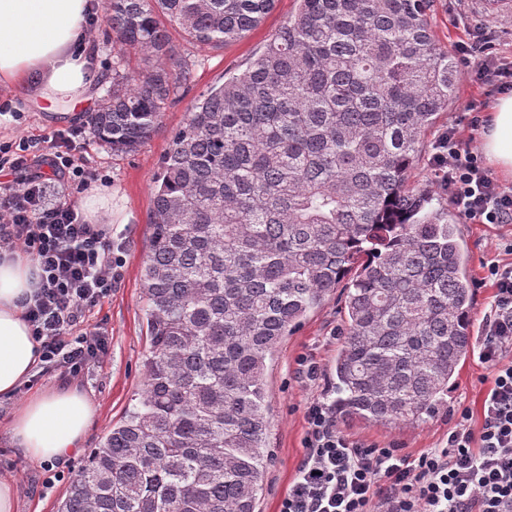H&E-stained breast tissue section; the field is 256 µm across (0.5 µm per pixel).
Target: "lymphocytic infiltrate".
<instances>
[{"label":"lymphocytic infiltrate","mask_w":512,"mask_h":512,"mask_svg":"<svg viewBox=\"0 0 512 512\" xmlns=\"http://www.w3.org/2000/svg\"><path fill=\"white\" fill-rule=\"evenodd\" d=\"M486 40L483 27L469 26L458 51L471 75L512 93V58L485 55ZM435 149L440 186L467 219L512 222V189L492 177L469 140L451 127ZM25 169L27 181L0 182V255L24 254L37 264L39 286L25 318L42 363L76 377L108 353L106 333L91 317L121 282L123 246L110 225L89 223L73 202L47 196L44 170L82 186L100 177L74 133L0 144V172ZM487 279L493 294L478 359L491 385L480 427H473L470 408H458L446 442L412 457L352 440L332 404L312 400L305 453L279 512H512V262L491 259Z\"/></svg>","instance_id":"lymphocytic-infiltrate-1"}]
</instances>
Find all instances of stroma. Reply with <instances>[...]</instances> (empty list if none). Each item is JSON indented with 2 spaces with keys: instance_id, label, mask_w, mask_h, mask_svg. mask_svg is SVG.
<instances>
[{
  "instance_id": "obj_1",
  "label": "stroma",
  "mask_w": 512,
  "mask_h": 512,
  "mask_svg": "<svg viewBox=\"0 0 512 512\" xmlns=\"http://www.w3.org/2000/svg\"><path fill=\"white\" fill-rule=\"evenodd\" d=\"M298 7L297 0H275L273 9L258 27L244 38L216 47H198L172 32L178 53L191 63L190 78L168 102L149 140L132 153L114 152L96 142H86L87 159L104 171L112 188V236L123 239L124 266L121 283L111 296L94 310L92 319L107 332L109 352L102 363L89 369L75 384L97 409V420L86 441L87 448L97 446L113 422L119 421L138 400L144 383L143 361L148 353L146 321L142 309L141 270L149 249L152 219V179L160 158L168 150L173 132L186 120L191 102L225 76L246 68L269 38L277 32ZM486 28L489 55H512V0H435L433 34L449 51H456L466 40V23ZM496 93L492 83L475 82L462 76L456 97L447 112L441 113L434 128L424 138L421 158L411 173L412 183L430 186L434 203L448 206L446 192L438 183L433 163L434 142L440 131L456 127L468 131L474 110L488 112ZM19 112L22 122L0 124V142L22 137L40 139L62 129L78 128L79 123L61 115L45 112L33 90L0 87V113ZM460 230L471 255L470 274L474 291L471 323L479 325L492 294L485 283V261L493 258L502 242L512 239L511 224H480L460 219ZM342 328L339 295H332L293 335L281 342L267 371V407L271 417L267 445L273 461L264 476V491L258 512H278L279 504L291 485L304 453L307 403L329 395L337 341ZM317 361L322 378L314 383L296 371L300 357ZM489 372L476 359H468L448 395V405L434 417L417 426H389L360 419H344L340 428L351 438L369 443L395 444L403 452L418 456L440 446L448 437L449 414L457 404L479 411L490 382ZM59 372L46 371L36 376L28 391L16 392L12 399L0 402V477H10L17 484V512H57L68 485L83 460L75 455L47 466L28 458L9 443L7 430L16 404L31 392L61 384Z\"/></svg>"
}]
</instances>
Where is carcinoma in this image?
<instances>
[{"mask_svg":"<svg viewBox=\"0 0 512 512\" xmlns=\"http://www.w3.org/2000/svg\"><path fill=\"white\" fill-rule=\"evenodd\" d=\"M250 65L196 99L158 163L141 276L144 390L58 512H256L272 461L267 362L345 285L338 418L415 426L470 356L457 215L410 187L456 96L434 0H299ZM275 0H108L112 84L89 123L133 151L189 75L169 27L240 39ZM145 69H126L128 50Z\"/></svg>","mask_w":512,"mask_h":512,"instance_id":"cac0c4a2","label":"carcinoma"}]
</instances>
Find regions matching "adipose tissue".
Here are the masks:
<instances>
[{"instance_id":"obj_1","label":"adipose tissue","mask_w":512,"mask_h":512,"mask_svg":"<svg viewBox=\"0 0 512 512\" xmlns=\"http://www.w3.org/2000/svg\"><path fill=\"white\" fill-rule=\"evenodd\" d=\"M89 7V0H0V86L34 88L52 112L87 100L105 79L94 63L95 44L83 38ZM481 148L512 177V93L493 101ZM37 282L31 258H0V400L12 398L39 363L24 319ZM95 418L85 393L63 384L18 405L8 433L28 457L52 466L81 450Z\"/></svg>"}]
</instances>
